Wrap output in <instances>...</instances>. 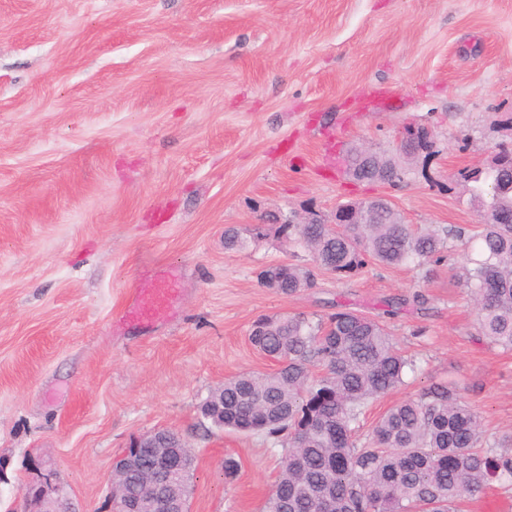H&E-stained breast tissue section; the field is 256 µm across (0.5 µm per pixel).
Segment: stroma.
Segmentation results:
<instances>
[{
	"label": "stroma",
	"mask_w": 512,
	"mask_h": 512,
	"mask_svg": "<svg viewBox=\"0 0 512 512\" xmlns=\"http://www.w3.org/2000/svg\"><path fill=\"white\" fill-rule=\"evenodd\" d=\"M511 114L512 0H0V512H20L34 458L77 512H105L114 458L159 429L195 451L190 512H261L280 445L212 426L201 403L273 370L248 340L259 317L376 318L396 295L427 300L387 322L415 370L363 429L448 382L488 445L512 435V350L478 334L464 241L429 279L372 263L286 296L257 278L311 266L281 227L342 203L476 229L461 174L512 148ZM408 126L433 148L403 182L347 175L348 151L399 156ZM229 226L246 248L225 249ZM162 283L158 313L125 321Z\"/></svg>",
	"instance_id": "stroma-1"
}]
</instances>
